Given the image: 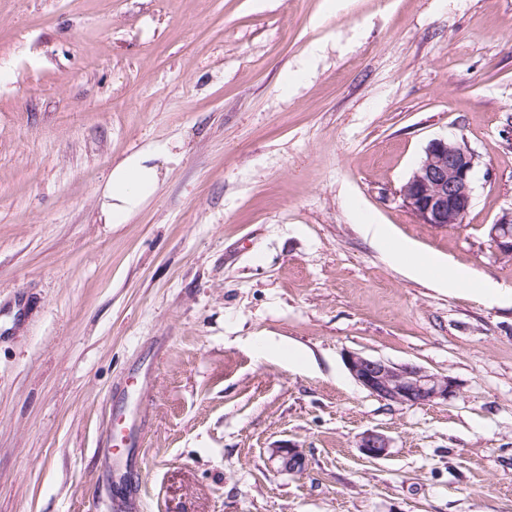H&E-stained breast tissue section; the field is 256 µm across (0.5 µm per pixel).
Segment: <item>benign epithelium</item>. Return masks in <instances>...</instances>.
Wrapping results in <instances>:
<instances>
[{"label":"benign epithelium","mask_w":512,"mask_h":512,"mask_svg":"<svg viewBox=\"0 0 512 512\" xmlns=\"http://www.w3.org/2000/svg\"><path fill=\"white\" fill-rule=\"evenodd\" d=\"M475 156L460 143L432 140L425 157L401 190L402 201L421 224L461 226L472 207ZM489 236L502 256L512 255V223L493 224ZM345 364L354 380L381 400L404 406L446 401L456 393L453 381L413 364H394L349 351ZM361 453L382 459L390 439L377 431L364 432L358 441ZM281 469L300 472L305 467L302 449L287 443L272 449Z\"/></svg>","instance_id":"obj_1"}]
</instances>
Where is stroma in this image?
Here are the masks:
<instances>
[{
	"label": "stroma",
	"instance_id": "obj_1",
	"mask_svg": "<svg viewBox=\"0 0 512 512\" xmlns=\"http://www.w3.org/2000/svg\"><path fill=\"white\" fill-rule=\"evenodd\" d=\"M440 137L476 156L460 227L400 195ZM146 148L157 193L101 223ZM507 222L512 0H0V512H113L116 414L136 512H512ZM372 223L497 292L408 274ZM349 351L456 394L380 400ZM167 150L144 149L126 156L110 171L100 191L104 224H127L158 190L161 177L154 163ZM489 236L500 255H512V223L491 225ZM365 237L370 243L386 252L387 257L394 263L405 262L404 251L389 244L390 234L384 224H365ZM140 446V440L134 438L133 433L126 432L124 436V449L117 451L110 448L112 458V482L127 484L131 481L132 470L128 466L129 459H132L133 448ZM358 448L368 458L382 459L388 455L391 443L385 434L370 430L360 436ZM271 457L278 460L281 469L288 472H301L305 467V455L301 448L287 443L272 448Z\"/></svg>",
	"mask_w": 512,
	"mask_h": 512
}]
</instances>
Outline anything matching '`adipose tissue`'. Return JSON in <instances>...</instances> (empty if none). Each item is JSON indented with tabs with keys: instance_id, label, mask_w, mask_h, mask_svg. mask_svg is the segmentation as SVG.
<instances>
[{
	"instance_id": "1",
	"label": "adipose tissue",
	"mask_w": 512,
	"mask_h": 512,
	"mask_svg": "<svg viewBox=\"0 0 512 512\" xmlns=\"http://www.w3.org/2000/svg\"><path fill=\"white\" fill-rule=\"evenodd\" d=\"M159 156V150L144 149L126 156L111 169L98 198L103 223H128L150 201L161 183L157 165ZM364 233L370 243L383 250L392 262H408L412 271L432 275L451 289L464 285L463 275L452 267H431L417 259L406 260L401 248L390 245V234L385 225H365Z\"/></svg>"
}]
</instances>
